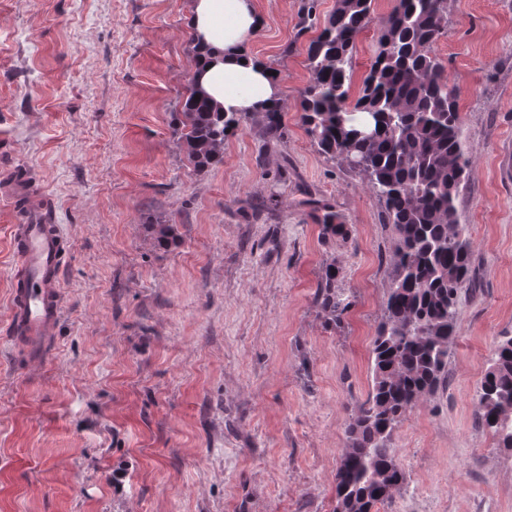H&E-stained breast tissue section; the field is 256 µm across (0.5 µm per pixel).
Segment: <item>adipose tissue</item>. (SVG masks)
<instances>
[{
	"instance_id": "ef3b65f1",
	"label": "adipose tissue",
	"mask_w": 512,
	"mask_h": 512,
	"mask_svg": "<svg viewBox=\"0 0 512 512\" xmlns=\"http://www.w3.org/2000/svg\"><path fill=\"white\" fill-rule=\"evenodd\" d=\"M192 26L208 50L196 66L204 92L226 112H251L277 99L278 85L246 50L262 20L253 0H193Z\"/></svg>"
}]
</instances>
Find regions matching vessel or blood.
I'll return each instance as SVG.
<instances>
[{
    "instance_id": "obj_1",
    "label": "vessel or blood",
    "mask_w": 512,
    "mask_h": 512,
    "mask_svg": "<svg viewBox=\"0 0 512 512\" xmlns=\"http://www.w3.org/2000/svg\"><path fill=\"white\" fill-rule=\"evenodd\" d=\"M13 240L24 287L10 295V318L15 332L25 336L50 335L62 313L58 256L64 239L56 225L31 219L14 225Z\"/></svg>"
}]
</instances>
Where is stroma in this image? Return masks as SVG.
<instances>
[{"instance_id":"obj_1","label":"stroma","mask_w":512,"mask_h":512,"mask_svg":"<svg viewBox=\"0 0 512 512\" xmlns=\"http://www.w3.org/2000/svg\"><path fill=\"white\" fill-rule=\"evenodd\" d=\"M192 0H0V187L40 190L67 241L61 318L37 358L11 333L17 208L0 197V512H333L344 428L371 384L393 229L365 179L301 119L307 49L336 0H254L248 52L279 73L287 134L257 122L192 170L173 138L195 61ZM373 0L351 84L375 56ZM310 13L306 31L300 15ZM470 177L457 199L462 290L448 380L394 434L406 473L379 512H512V452L473 420L512 334V0H448L435 47ZM335 205L324 236L305 192ZM175 224L178 247L149 226ZM351 304L325 323L327 266Z\"/></svg>"}]
</instances>
